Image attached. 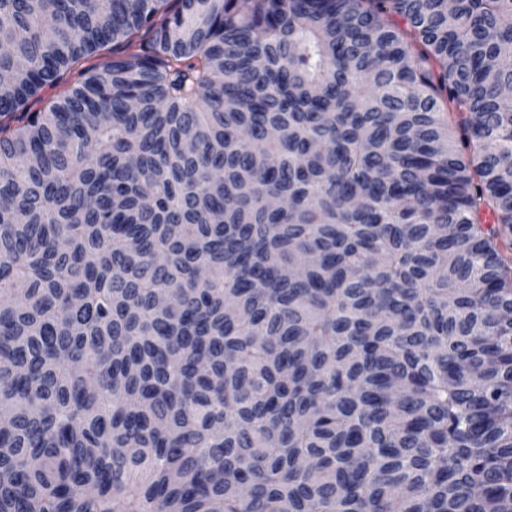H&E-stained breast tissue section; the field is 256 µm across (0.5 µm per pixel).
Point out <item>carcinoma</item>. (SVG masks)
<instances>
[{"label": "carcinoma", "mask_w": 512, "mask_h": 512, "mask_svg": "<svg viewBox=\"0 0 512 512\" xmlns=\"http://www.w3.org/2000/svg\"><path fill=\"white\" fill-rule=\"evenodd\" d=\"M12 72L0 512H512V0H0Z\"/></svg>", "instance_id": "carcinoma-1"}]
</instances>
